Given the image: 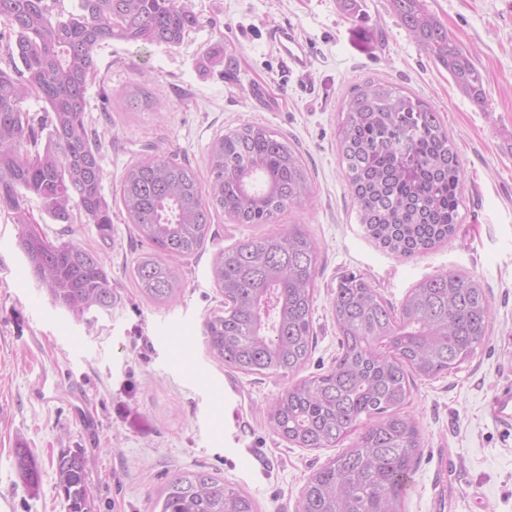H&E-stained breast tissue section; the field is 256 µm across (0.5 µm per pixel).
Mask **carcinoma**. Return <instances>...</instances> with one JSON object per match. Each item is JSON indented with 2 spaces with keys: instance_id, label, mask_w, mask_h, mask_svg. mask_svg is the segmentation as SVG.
Here are the masks:
<instances>
[{
  "instance_id": "obj_1",
  "label": "carcinoma",
  "mask_w": 512,
  "mask_h": 512,
  "mask_svg": "<svg viewBox=\"0 0 512 512\" xmlns=\"http://www.w3.org/2000/svg\"><path fill=\"white\" fill-rule=\"evenodd\" d=\"M391 7L426 54L448 70L477 107L485 105L484 75L425 0ZM8 39L0 48V211L20 226L18 246L51 300L82 316L112 311L117 296L100 255L70 240H48L27 207L61 234L73 211L111 238L112 208L102 194L100 147L85 120V92L95 50L107 40L180 44L198 25L184 0H0ZM44 103L35 116L24 102ZM338 130L359 223L382 247L402 256L423 253L452 237L459 223L463 171L438 112L387 81L352 89ZM301 153L262 125L247 124L209 146L208 180L187 164L148 155L126 172L121 203L149 244L133 267L140 294L165 305L182 288L172 257L203 250L211 210L238 224H271L309 199ZM320 262L317 242L300 224L222 251L213 265L224 308L204 324L209 355L246 375L295 377L312 353V308ZM339 352L319 376L288 385L269 406L268 423L298 448L352 444L312 474L298 512H403L413 465L422 453L416 419L405 413L411 381L446 374L485 342L491 307L484 289L446 271L419 281L395 307L362 276L340 277L332 305ZM24 483L35 464L18 453ZM57 486L67 512H92L85 459L64 452ZM158 512H256L246 492L204 471L173 476L156 500Z\"/></svg>"
}]
</instances>
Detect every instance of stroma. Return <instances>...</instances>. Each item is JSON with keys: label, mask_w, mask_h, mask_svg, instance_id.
Wrapping results in <instances>:
<instances>
[{"label": "stroma", "mask_w": 512, "mask_h": 512, "mask_svg": "<svg viewBox=\"0 0 512 512\" xmlns=\"http://www.w3.org/2000/svg\"><path fill=\"white\" fill-rule=\"evenodd\" d=\"M200 23L181 44L103 42L86 89V119L101 143L112 238L75 221L71 239L97 251L112 276L111 313L76 318L40 290L0 213V512H66L56 487L61 451H80L93 512H154L176 474L204 469L248 493L258 512H298L310 476L335 449L297 448L276 435L269 403L288 385L244 375L211 358L204 322L224 302L212 277L218 253L302 224L320 248L313 303L315 344L302 377L324 373L337 352L332 303L341 275H363L392 304L426 276L459 271L480 283L492 319L486 342L448 374L414 383L407 407L423 440L404 512H512V420L492 399L512 389V0H426L485 77L486 109L456 87L401 26L390 0H186ZM288 23L310 46L307 71L288 69L268 30ZM390 82L430 103L447 127L464 179L456 232L411 258L367 236L338 149L351 89ZM140 87L148 104L129 106ZM263 87L270 99L252 98ZM260 124L304 158L312 195L274 224L215 213L203 251L173 258L184 278L164 306L143 298L133 266L146 250L120 202L126 169L147 154L176 156L207 175L219 135ZM92 424L95 437L84 426ZM38 469L18 474V450Z\"/></svg>", "instance_id": "obj_1"}]
</instances>
